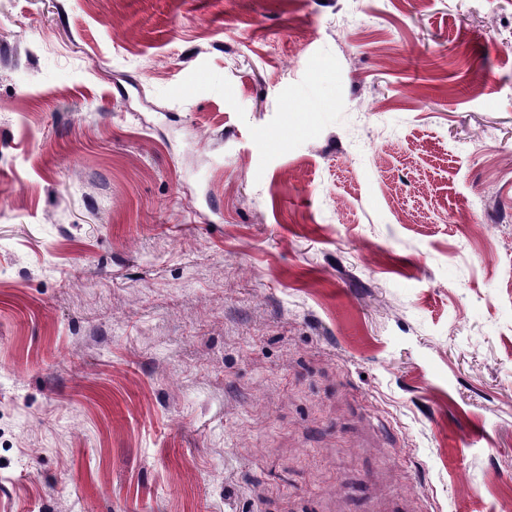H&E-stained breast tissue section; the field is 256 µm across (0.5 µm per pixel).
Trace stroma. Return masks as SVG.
Here are the masks:
<instances>
[{"label": "stroma", "instance_id": "stroma-1", "mask_svg": "<svg viewBox=\"0 0 512 512\" xmlns=\"http://www.w3.org/2000/svg\"><path fill=\"white\" fill-rule=\"evenodd\" d=\"M512 0H0V512H503Z\"/></svg>", "mask_w": 512, "mask_h": 512}]
</instances>
